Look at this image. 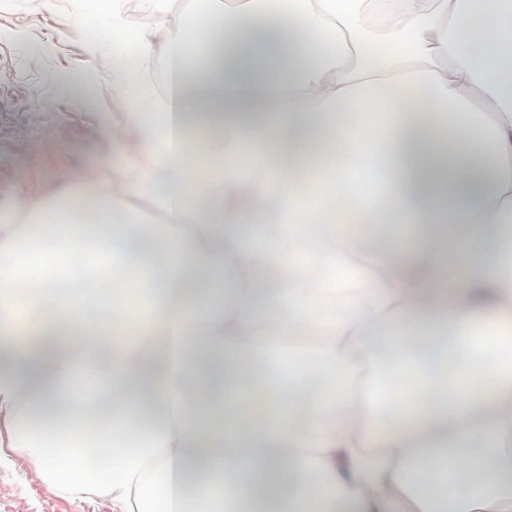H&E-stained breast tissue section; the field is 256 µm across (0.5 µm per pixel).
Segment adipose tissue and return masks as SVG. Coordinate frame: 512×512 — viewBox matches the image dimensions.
Segmentation results:
<instances>
[{
    "label": "adipose tissue",
    "instance_id": "obj_1",
    "mask_svg": "<svg viewBox=\"0 0 512 512\" xmlns=\"http://www.w3.org/2000/svg\"><path fill=\"white\" fill-rule=\"evenodd\" d=\"M511 32L512 0H209L116 51L176 92L104 177L0 209V447L112 512H512ZM61 333L109 352L89 398Z\"/></svg>",
    "mask_w": 512,
    "mask_h": 512
}]
</instances>
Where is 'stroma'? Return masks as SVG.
I'll return each mask as SVG.
<instances>
[{"mask_svg":"<svg viewBox=\"0 0 512 512\" xmlns=\"http://www.w3.org/2000/svg\"><path fill=\"white\" fill-rule=\"evenodd\" d=\"M78 0H0V202L49 199L74 175L96 178L126 151L128 86L91 61V33L110 37L111 16L77 21ZM0 512H112L100 499L57 495L20 458L0 459Z\"/></svg>","mask_w":512,"mask_h":512,"instance_id":"35a3bbf8","label":"stroma"}]
</instances>
